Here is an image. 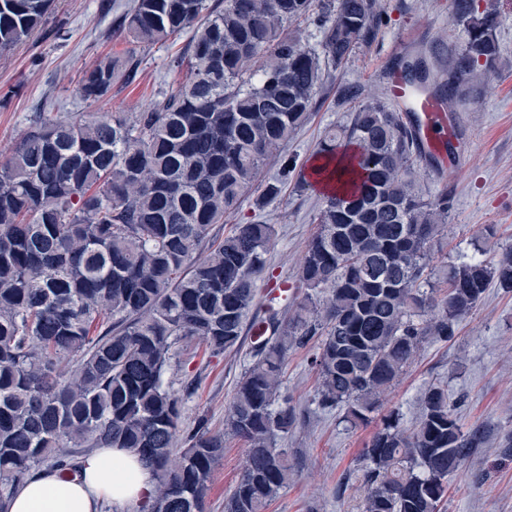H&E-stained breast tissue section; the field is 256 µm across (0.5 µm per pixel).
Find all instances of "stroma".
I'll list each match as a JSON object with an SVG mask.
<instances>
[{"label": "stroma", "instance_id": "1", "mask_svg": "<svg viewBox=\"0 0 512 512\" xmlns=\"http://www.w3.org/2000/svg\"><path fill=\"white\" fill-rule=\"evenodd\" d=\"M480 10L497 15L499 58L486 79L458 107L455 151L459 167L448 174L417 161L418 185L425 197L448 194L451 215L432 245L435 262L475 257L494 262L512 246V0H477ZM135 0H54L44 27L25 44L0 56V159L8 157L36 112L67 117L78 112H145L172 86L184 80L176 66L187 43L132 49L117 25ZM450 0H381L375 36L361 45L317 96L310 121L283 146L297 172H306L326 127L345 125L358 103L383 102V73L403 56L427 57L430 67L447 70L449 56L461 48L465 33L451 17ZM444 42L442 57L429 54L432 43ZM136 51L139 66L132 79H119L99 102L82 100L76 86L83 72L100 58H125ZM359 90L357 100L339 95L341 86ZM277 173L266 165L245 194L235 220H261L275 228L267 265L256 281L257 298L267 302L273 289L287 285L296 293L299 262L316 230L322 193L312 185L288 186L265 209L255 202ZM494 234L483 238L485 226ZM314 347L290 352L285 386L302 414L298 427L279 447L300 462L297 479L281 491L269 512H361L363 478L360 452L381 422L383 413H399L405 427L421 414L419 396L432 383L447 386L463 428L481 435L461 471L449 480L441 512H512V460L503 446L512 436V292L487 288L479 304L448 341L425 342L415 360L392 388L382 411L367 423L351 425L342 409L318 407L317 376L311 365ZM250 363L247 348L219 355L195 347L175 346L167 378L174 390L197 382L184 398L181 431L205 418L211 431L224 428L238 381ZM245 457L237 438L224 440V457L216 467L205 499V512H224V499L236 485Z\"/></svg>", "mask_w": 512, "mask_h": 512}]
</instances>
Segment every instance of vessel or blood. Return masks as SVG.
I'll list each match as a JSON object with an SVG mask.
<instances>
[{
  "label": "vessel or blood",
  "mask_w": 512,
  "mask_h": 512,
  "mask_svg": "<svg viewBox=\"0 0 512 512\" xmlns=\"http://www.w3.org/2000/svg\"><path fill=\"white\" fill-rule=\"evenodd\" d=\"M387 93L393 103L409 114L423 154L434 157L442 169L455 170V159L448 147L456 130L444 101L429 91L415 92L402 71L394 67L388 71Z\"/></svg>",
  "instance_id": "b4317fda"
}]
</instances>
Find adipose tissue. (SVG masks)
<instances>
[{
	"label": "adipose tissue",
	"instance_id": "adipose-tissue-1",
	"mask_svg": "<svg viewBox=\"0 0 512 512\" xmlns=\"http://www.w3.org/2000/svg\"><path fill=\"white\" fill-rule=\"evenodd\" d=\"M154 484L146 466L123 448H98L84 456L76 476L43 471L21 485L8 512H99L149 500Z\"/></svg>",
	"mask_w": 512,
	"mask_h": 512
}]
</instances>
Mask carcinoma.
<instances>
[{
	"label": "carcinoma",
	"mask_w": 512,
	"mask_h": 512,
	"mask_svg": "<svg viewBox=\"0 0 512 512\" xmlns=\"http://www.w3.org/2000/svg\"><path fill=\"white\" fill-rule=\"evenodd\" d=\"M466 39L450 73L407 81L455 107L499 56L496 17L451 0ZM53 0H0V53L30 39ZM380 0H136L119 20L130 42L190 34L185 82L148 112L39 113L0 161V512L39 470L78 472L95 448H128L156 485L143 512H204L224 436L204 421L179 435L182 400L166 380L174 346L220 354L258 330L224 430L247 444L224 512H266L296 476L277 439L298 413L283 390L290 351L315 344L317 403L369 420L423 343L446 342L493 282L512 291V247L487 264L450 262L436 277L431 243L450 202L417 189L421 151L400 112L380 102L325 130L319 175L345 183L324 196L301 259L303 298L269 303L247 324L273 225L211 227L235 215L273 158L268 206L295 171L280 148L310 119L330 72L373 36ZM309 23L311 47L290 31ZM137 63L106 56L77 93L96 103ZM406 428L384 416L362 448L363 512H440L480 436L463 430L448 389L425 388ZM184 447L177 448V441Z\"/></svg>",
	"instance_id": "obj_1"
}]
</instances>
